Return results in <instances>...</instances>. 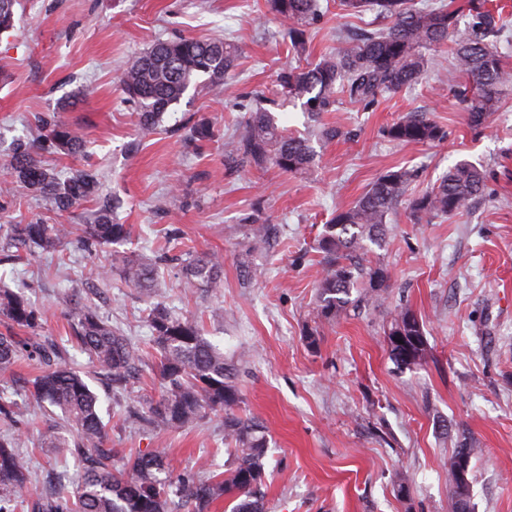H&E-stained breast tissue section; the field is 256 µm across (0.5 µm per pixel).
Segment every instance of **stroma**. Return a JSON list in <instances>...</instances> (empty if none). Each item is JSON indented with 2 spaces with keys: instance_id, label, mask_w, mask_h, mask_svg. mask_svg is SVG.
I'll return each instance as SVG.
<instances>
[{
  "instance_id": "35a3bbf8",
  "label": "stroma",
  "mask_w": 512,
  "mask_h": 512,
  "mask_svg": "<svg viewBox=\"0 0 512 512\" xmlns=\"http://www.w3.org/2000/svg\"><path fill=\"white\" fill-rule=\"evenodd\" d=\"M373 22L370 12L324 13L308 28L306 59L333 55L347 29L369 30ZM179 36L231 41L238 65L229 86L189 90L167 112L164 131L139 138L119 76L157 40ZM439 55L442 66L414 88L368 109L345 101L315 122L300 103L281 101V125L311 138L317 162L305 176L259 171L227 158L228 136L248 117L254 95L276 98L277 73L297 63L287 23L267 16L265 0H22L14 28L0 32V183L11 179L15 140L37 137L34 115L58 113L81 130L86 150L53 156V164L95 167L99 196L121 199L113 221L130 235L92 258L73 244L62 257L35 252L0 265V287L23 292L43 314L40 335L66 345L72 366L87 372L111 447L162 453L180 471L205 462L221 473L230 461L223 414L206 412L181 430L123 420L126 403L160 392L145 316L162 301L198 317L205 337L238 365L237 413L263 421L270 440L267 512H450L448 457L464 435L479 449L470 475L475 512H512V90L485 128H473L455 95L464 80L452 51ZM410 111L430 113L447 139L389 142L384 127ZM203 117L213 140L185 143L186 127ZM322 124L351 136L315 139ZM462 160L485 170L487 196L448 217L414 221L398 209L370 253L389 272L382 304L320 324L315 245L324 224L385 171H414L409 193L416 196ZM257 209L275 237L269 249L251 252L244 219ZM208 252L224 257V286L202 298L185 288L170 257ZM116 254L166 257L155 290L117 280L102 287L93 271ZM89 296L145 360L128 392H113L68 343V313ZM402 306L417 314L428 340L425 360L410 370L391 361L384 334ZM313 327L320 336L312 348L306 333ZM23 403L34 415L22 430L23 453L40 481L73 490L78 460L39 445L59 410L29 397ZM399 472L409 478L404 497L396 492Z\"/></svg>"
}]
</instances>
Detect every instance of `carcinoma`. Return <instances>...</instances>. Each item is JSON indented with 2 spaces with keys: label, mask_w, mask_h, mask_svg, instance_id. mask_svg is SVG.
I'll return each instance as SVG.
<instances>
[{
  "label": "carcinoma",
  "mask_w": 512,
  "mask_h": 512,
  "mask_svg": "<svg viewBox=\"0 0 512 512\" xmlns=\"http://www.w3.org/2000/svg\"><path fill=\"white\" fill-rule=\"evenodd\" d=\"M348 13L371 12L382 26L336 51V57L305 67L281 69L276 82L282 96L299 101L308 115L319 117L334 110L339 97L369 108L385 95L412 88L436 60L437 48L451 44L457 71L472 83L473 92L458 93L471 126L483 127L500 108L503 88L512 85L494 51L492 39L507 25L508 17L489 6L488 0H450L420 7L416 0H333ZM20 0H0V31L13 28L15 6ZM270 14L291 23L288 38L293 51H306V29L319 17V0H266ZM468 22L460 25V20ZM238 47L223 40L200 41L181 37L153 44L133 59L120 76V85L139 116L138 137L157 133L165 114L178 104L199 77L211 86L226 85L236 66ZM275 101L258 100L255 108L229 142L232 157L259 168H276L289 174H305L315 166L316 152L308 138L288 133L278 124L271 107ZM44 131L39 140H20L10 161L11 176L38 195L49 212L62 214L97 195L98 174L91 167L61 173L46 160L59 152L78 154L84 139L53 113L36 117ZM391 142L435 143L446 131L426 112L409 113L383 131ZM213 126L199 120L188 127L187 140L208 141ZM412 173L405 169L377 177L355 204L337 213L324 225L317 242L322 254V274L317 283L318 313L331 323L347 307L365 308L382 300L380 288L388 278L383 264L366 258L368 244L381 245L388 233V217L402 202L410 215L445 216L465 211L487 193L485 173L477 165L461 161L448 168L438 186L421 196L408 197ZM119 205L102 202L87 223L78 225L79 242L92 257L115 241L125 240L123 224L112 223ZM247 247H266L273 228L259 214L248 218ZM67 224H10L0 236V263L15 264L38 249L55 254L70 241ZM223 259L215 254L190 256L183 262L184 286L202 295L223 287ZM110 275L133 288L149 290L155 264L149 260L121 259L111 264ZM41 313L21 293L0 288V367L23 356L37 358L46 369L30 382L36 403L47 402L61 412V425L42 435L41 447L66 448L82 463L73 494L41 490L17 433L25 425V410L0 397V512H169L176 496L189 512H209L213 503L227 499L232 512H264L260 487L264 459L269 449L266 427L252 417L235 413L241 397L235 385L236 368L224 352L209 341L196 319L174 314L162 304L148 314V324L159 358L161 381L158 399L144 406L131 405L128 419L147 429L179 430L196 423L203 414L224 413V442L231 455L221 474L175 472L157 453H137L115 465L117 452L108 445V431L98 410V396L82 375L64 360L63 349L50 341L17 335L33 330ZM70 334L93 362L97 373L125 390L139 374L143 357L129 339L98 313L95 306L78 302L69 319ZM396 333L416 338L412 351L387 342L389 357L406 369L421 365L428 351L424 325L414 311L402 307L390 320L385 335ZM469 457L479 449L460 442L448 459V489L452 512H474L472 484L461 486L454 471L460 451Z\"/></svg>",
  "instance_id": "obj_1"
}]
</instances>
